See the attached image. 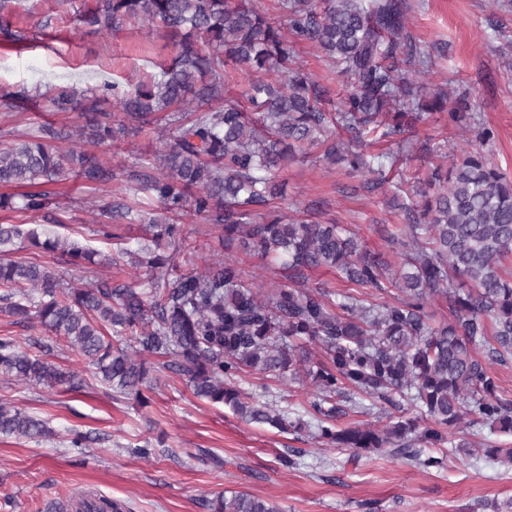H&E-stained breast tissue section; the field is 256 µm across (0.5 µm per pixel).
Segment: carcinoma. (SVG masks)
Here are the masks:
<instances>
[{
    "mask_svg": "<svg viewBox=\"0 0 512 512\" xmlns=\"http://www.w3.org/2000/svg\"><path fill=\"white\" fill-rule=\"evenodd\" d=\"M291 35L320 50L351 90L334 112L322 107V87L296 67L294 48L255 0H96L89 24L110 32L126 21L158 23L182 35L173 63L161 78L141 82L119 99L126 121L149 124L160 112L194 110L178 125L159 155L166 177L140 186L154 192L169 213L197 195L193 212L224 227V241L245 252L281 262L295 277L322 267L336 270L360 288H397L402 297L374 304L343 296L339 315L318 290L275 287L260 293L241 262L217 260L204 271L185 245L181 225L168 217L147 219L145 237L120 254L146 268L142 281L114 287L106 280L76 286L49 267L15 260L25 244L58 255L61 263L109 266L110 254L41 233L34 227L0 224V297L16 323L39 324L62 336L93 376L111 390L146 401L153 389L144 355L167 359L193 394L228 407L241 420L282 432L301 428L267 404L254 401L238 382L244 373L293 378L305 373L316 392L315 434L337 448L381 450L424 467L442 469L446 458L423 454L415 443L445 441L444 430L466 422L512 432V399L503 395L490 365L512 360V279L501 262L512 254V180L485 155L466 151L446 173L435 168L422 209L403 203L400 235L407 246L395 277L371 256L363 240L336 224L286 219L276 210L258 216L277 197V172L318 147L331 163L345 161L368 173L369 192L387 183L385 170L415 153L406 137L422 118L413 111V74L428 60L416 57L405 27L403 0H279ZM205 47H200L199 43ZM231 60L254 76L247 92L231 96ZM89 140L101 144L116 131L96 115L97 100L85 95ZM349 134L344 139L336 133ZM374 135L394 145L365 151ZM72 138L53 124L0 148V186L23 187V209L42 207V187L80 178L104 179L94 154L64 150L53 142ZM188 269L170 278L177 258ZM441 299L451 317L436 322L427 304ZM315 340L326 355L316 369L299 341ZM12 337L0 338V377L53 390L82 386L80 372L36 354ZM350 383L360 395L391 406L406 399L431 426L416 418L389 417L375 424L336 428V398ZM0 435L42 440L48 422L0 403ZM208 512H279L244 491L220 494ZM106 498L85 496L75 512H124Z\"/></svg>",
    "mask_w": 512,
    "mask_h": 512,
    "instance_id": "cac0c4a2",
    "label": "carcinoma"
}]
</instances>
